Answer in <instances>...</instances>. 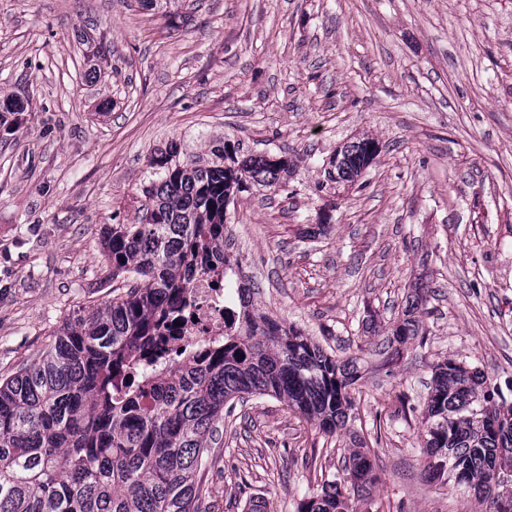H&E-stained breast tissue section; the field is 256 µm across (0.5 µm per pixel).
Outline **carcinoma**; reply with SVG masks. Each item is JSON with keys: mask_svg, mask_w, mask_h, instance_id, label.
Segmentation results:
<instances>
[{"mask_svg": "<svg viewBox=\"0 0 512 512\" xmlns=\"http://www.w3.org/2000/svg\"><path fill=\"white\" fill-rule=\"evenodd\" d=\"M379 153L364 136L339 151L328 172L353 183ZM171 144L151 157L160 179L144 190L139 224H114L104 236L112 278L133 285L102 308L77 315L47 348L0 383V512H211L202 472L224 405L249 395L278 398L325 433L346 428L354 409V361L325 353L295 327L251 308L230 318L224 341L190 351L163 371L145 373L147 349L168 338L163 321L187 305L202 274L221 277L234 260L224 251L227 208L250 180L279 186L286 156L241 160L228 146L206 165L174 161ZM426 301L415 287L393 341L419 334L413 314ZM484 375L454 360L434 366L422 417L424 471L480 492L493 512H512L495 486L512 472V405L497 402ZM344 470L376 486L371 452L350 454ZM297 512H354L338 480H323Z\"/></svg>", "mask_w": 512, "mask_h": 512, "instance_id": "carcinoma-1", "label": "carcinoma"}]
</instances>
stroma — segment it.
Returning <instances> with one entry per match:
<instances>
[{
	"label": "stroma",
	"instance_id": "35a3bbf8",
	"mask_svg": "<svg viewBox=\"0 0 512 512\" xmlns=\"http://www.w3.org/2000/svg\"><path fill=\"white\" fill-rule=\"evenodd\" d=\"M6 99L24 110L0 116L1 378L111 300L103 234L140 222L155 151L286 155L287 183L248 184L224 235L255 308L354 360L356 418L328 435L270 396L225 406L214 512H296L360 443L380 482L345 485L356 512H486L427 481L418 442L438 362L512 405V0H0ZM365 133L372 164L328 182ZM419 281V334L395 346Z\"/></svg>",
	"mask_w": 512,
	"mask_h": 512
}]
</instances>
